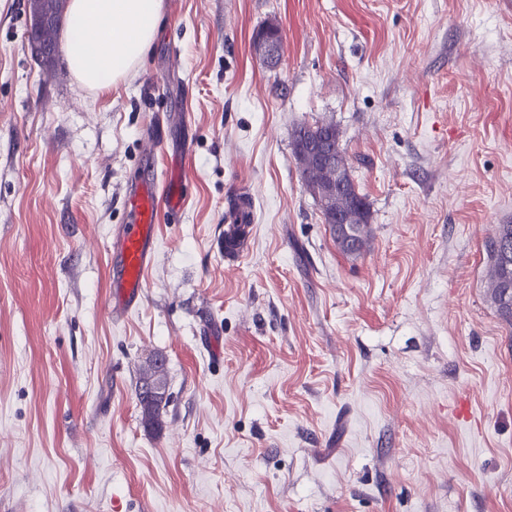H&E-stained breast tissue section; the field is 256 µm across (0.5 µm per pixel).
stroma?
Masks as SVG:
<instances>
[{
    "mask_svg": "<svg viewBox=\"0 0 512 512\" xmlns=\"http://www.w3.org/2000/svg\"><path fill=\"white\" fill-rule=\"evenodd\" d=\"M26 5L0 0V512H512L483 254L512 224V0H164L102 94L33 57ZM322 122L369 207L357 258L293 155ZM186 146V206L113 321L125 192ZM155 355L159 433L135 395ZM277 31L275 26H267L259 30L254 37V51L255 54L265 62H272L276 59L279 53L278 43L281 40L279 35L278 43L271 36Z\"/></svg>",
    "mask_w": 512,
    "mask_h": 512,
    "instance_id": "35a3bbf8",
    "label": "stroma"
}]
</instances>
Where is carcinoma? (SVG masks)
Instances as JSON below:
<instances>
[{
	"label": "carcinoma",
	"instance_id": "1",
	"mask_svg": "<svg viewBox=\"0 0 512 512\" xmlns=\"http://www.w3.org/2000/svg\"><path fill=\"white\" fill-rule=\"evenodd\" d=\"M66 0H43L47 11V25L29 31V38L39 41L44 48L43 59L48 61L59 53L58 35ZM369 212L364 218L353 217L346 225L344 236L336 240L337 248L344 254L359 257L367 251L370 241ZM247 235V225L227 224L224 228V249L234 250ZM489 272L491 298L500 316L512 324V224H501L487 236L483 243ZM166 385L165 360L156 355L141 369L136 383V398L144 425L152 431L163 427L162 413L166 404L165 394L152 392L151 383Z\"/></svg>",
	"mask_w": 512,
	"mask_h": 512
}]
</instances>
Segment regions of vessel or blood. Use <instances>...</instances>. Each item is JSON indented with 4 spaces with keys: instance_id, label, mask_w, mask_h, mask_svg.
<instances>
[{
    "instance_id": "b4317fda",
    "label": "vessel or blood",
    "mask_w": 512,
    "mask_h": 512,
    "mask_svg": "<svg viewBox=\"0 0 512 512\" xmlns=\"http://www.w3.org/2000/svg\"><path fill=\"white\" fill-rule=\"evenodd\" d=\"M183 193L177 176L142 180L129 188L126 207L129 221L121 225L112 239L109 312L119 317L142 299L145 276L156 251V224L160 211H180Z\"/></svg>"
}]
</instances>
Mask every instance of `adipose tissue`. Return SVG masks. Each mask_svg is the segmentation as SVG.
I'll return each instance as SVG.
<instances>
[{
	"mask_svg": "<svg viewBox=\"0 0 512 512\" xmlns=\"http://www.w3.org/2000/svg\"><path fill=\"white\" fill-rule=\"evenodd\" d=\"M163 0H72L67 64L88 89L115 87L144 63L160 30Z\"/></svg>",
	"mask_w": 512,
	"mask_h": 512,
	"instance_id": "1",
	"label": "adipose tissue"
}]
</instances>
